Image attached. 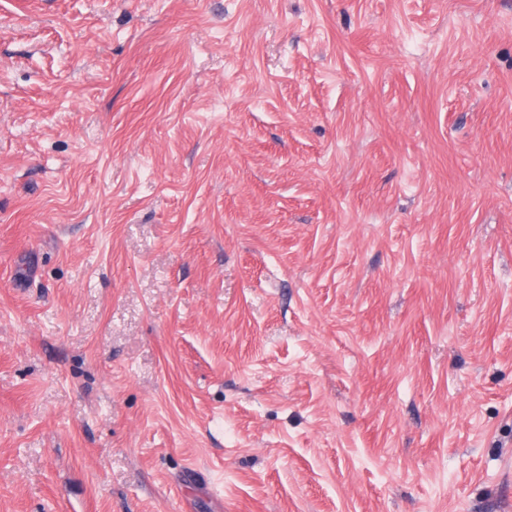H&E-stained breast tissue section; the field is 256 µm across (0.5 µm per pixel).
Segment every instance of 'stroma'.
<instances>
[{
    "mask_svg": "<svg viewBox=\"0 0 512 512\" xmlns=\"http://www.w3.org/2000/svg\"><path fill=\"white\" fill-rule=\"evenodd\" d=\"M0 512H512V0H0Z\"/></svg>",
    "mask_w": 512,
    "mask_h": 512,
    "instance_id": "stroma-1",
    "label": "stroma"
}]
</instances>
